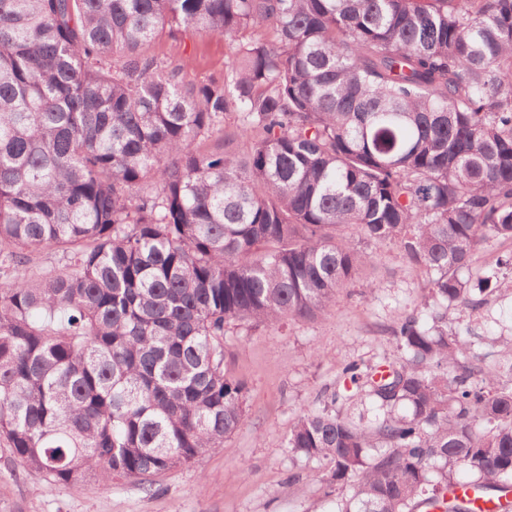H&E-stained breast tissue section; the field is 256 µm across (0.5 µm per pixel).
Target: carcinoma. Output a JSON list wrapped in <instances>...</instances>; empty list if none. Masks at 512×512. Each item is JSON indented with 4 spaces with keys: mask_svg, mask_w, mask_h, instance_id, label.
I'll list each match as a JSON object with an SVG mask.
<instances>
[{
    "mask_svg": "<svg viewBox=\"0 0 512 512\" xmlns=\"http://www.w3.org/2000/svg\"><path fill=\"white\" fill-rule=\"evenodd\" d=\"M163 33L223 38V77L184 82ZM348 224L480 305L458 272L512 240V0H0V442L48 484L223 447L225 326L324 314L372 261ZM393 337L289 452L333 512H505L512 347L420 312Z\"/></svg>",
    "mask_w": 512,
    "mask_h": 512,
    "instance_id": "cac0c4a2",
    "label": "carcinoma"
}]
</instances>
